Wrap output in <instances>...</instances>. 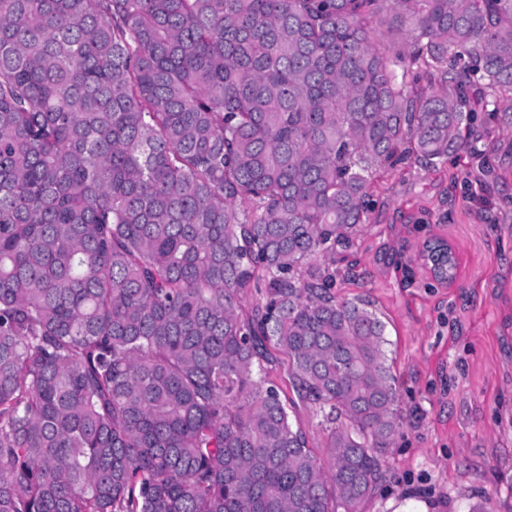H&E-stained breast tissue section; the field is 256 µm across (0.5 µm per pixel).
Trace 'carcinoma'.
Segmentation results:
<instances>
[{
	"instance_id": "carcinoma-1",
	"label": "carcinoma",
	"mask_w": 512,
	"mask_h": 512,
	"mask_svg": "<svg viewBox=\"0 0 512 512\" xmlns=\"http://www.w3.org/2000/svg\"><path fill=\"white\" fill-rule=\"evenodd\" d=\"M475 71L512 0H0V512H362L385 324L307 262L464 147ZM292 396L296 403L294 408L289 411L292 422L306 432L309 444L316 454L325 458V448H323L327 435L325 425L321 424V418L315 415L310 405L302 403L294 395Z\"/></svg>"
}]
</instances>
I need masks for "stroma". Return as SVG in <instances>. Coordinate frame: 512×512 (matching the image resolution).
Instances as JSON below:
<instances>
[{"instance_id":"obj_1","label":"stroma","mask_w":512,"mask_h":512,"mask_svg":"<svg viewBox=\"0 0 512 512\" xmlns=\"http://www.w3.org/2000/svg\"><path fill=\"white\" fill-rule=\"evenodd\" d=\"M464 147L378 171L350 247L321 256L385 324L401 424L363 512H512V90ZM447 241L455 277L423 257Z\"/></svg>"}]
</instances>
